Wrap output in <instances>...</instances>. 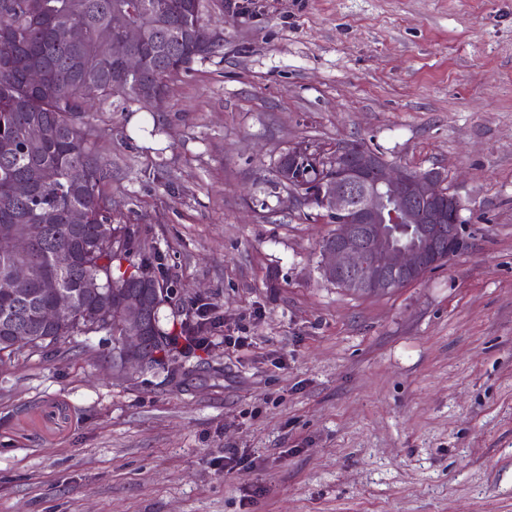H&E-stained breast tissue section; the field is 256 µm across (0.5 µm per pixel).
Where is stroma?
I'll return each instance as SVG.
<instances>
[{
  "label": "stroma",
  "instance_id": "stroma-1",
  "mask_svg": "<svg viewBox=\"0 0 512 512\" xmlns=\"http://www.w3.org/2000/svg\"><path fill=\"white\" fill-rule=\"evenodd\" d=\"M204 3L223 45L161 111L89 121L164 327L216 326L130 381L103 334L0 363V512H512V0ZM351 139L465 205L467 249L386 295L325 282L333 224L273 186Z\"/></svg>",
  "mask_w": 512,
  "mask_h": 512
}]
</instances>
